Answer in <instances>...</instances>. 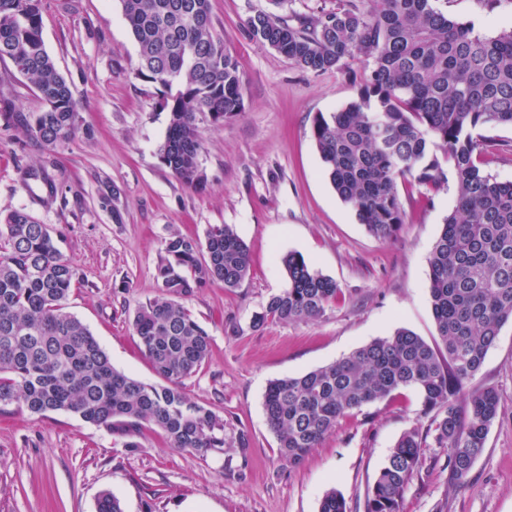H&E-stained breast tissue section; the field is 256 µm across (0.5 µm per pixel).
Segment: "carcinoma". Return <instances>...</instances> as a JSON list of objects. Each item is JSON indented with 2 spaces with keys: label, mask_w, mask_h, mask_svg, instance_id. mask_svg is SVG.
Here are the masks:
<instances>
[{
  "label": "carcinoma",
  "mask_w": 512,
  "mask_h": 512,
  "mask_svg": "<svg viewBox=\"0 0 512 512\" xmlns=\"http://www.w3.org/2000/svg\"><path fill=\"white\" fill-rule=\"evenodd\" d=\"M349 3L290 25L270 13L250 17L252 36L303 69L325 73L357 59L358 100L315 118L312 136L329 182L368 234L387 242L404 223L403 186L440 188L451 168L457 203L429 257V296L438 341L398 329L340 361L269 383L264 411L282 460L299 464L354 410L414 388L431 422L405 432L368 490L364 512H402L422 467L427 436L443 449L452 478L467 482L483 453L499 398L467 390L502 326L512 321V183L482 170L487 126L512 125V30L486 36L438 11L432 0ZM139 48L137 76L164 89L169 113L160 159L182 183L202 184L198 115L222 124L243 109L236 58L216 33L210 0H119ZM36 89L43 109L3 112L47 146L79 131L76 101L42 38L40 0H0V61ZM288 283L272 296L260 325L321 317L341 289L298 253L282 258ZM251 266L247 246L228 224L205 242L175 233L157 265L162 293L141 305L132 326L161 384L112 367L90 330L66 311L78 267L50 228L23 209L0 213V409L66 411L103 426L137 448L142 427L169 447L206 454L224 448V420L191 400L182 381L195 375L210 346L207 330L175 301L207 284L239 287ZM467 396L461 412L456 398ZM97 512H123L109 492ZM319 512H347L342 495L324 493Z\"/></svg>",
  "instance_id": "carcinoma-1"
}]
</instances>
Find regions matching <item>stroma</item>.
Returning <instances> with one entry per match:
<instances>
[{"label":"stroma","mask_w":512,"mask_h":512,"mask_svg":"<svg viewBox=\"0 0 512 512\" xmlns=\"http://www.w3.org/2000/svg\"><path fill=\"white\" fill-rule=\"evenodd\" d=\"M216 31L236 56L244 107L212 125L200 116L202 188L181 184L159 159L169 114L159 86L140 79L138 46L118 0H41L47 51L77 102V136L53 147L0 118V211L23 209L59 236L82 270L67 310L80 319L113 366L147 383L157 376L131 321L160 291L156 267L175 232L205 239L232 225L248 247L251 274L240 287L214 283L183 297L210 334L208 358L182 388L224 420V449L205 455L169 447L144 427L138 447L64 411L0 412V512H97L112 492L124 512H319L328 489L349 512L363 502L391 448L406 431L426 429L412 389L362 407L295 466L279 454L263 399L270 381L336 362L396 329L434 342L428 259L456 187L413 188L414 204L395 238L369 235L323 171L312 127L318 115L357 100L362 66L316 74L254 38L248 19L298 17L343 0H210ZM436 9L488 35L512 27V0L486 10L481 0H434ZM33 85L0 62V115L38 112ZM484 169L512 181V126H490ZM111 192L110 205L101 195ZM296 252L334 279L341 297L314 321H253L287 285L284 255ZM471 387L495 388L500 406L466 484L449 479L447 457L426 441L403 512H512V322L501 328ZM247 447H239L238 434Z\"/></svg>","instance_id":"obj_1"}]
</instances>
